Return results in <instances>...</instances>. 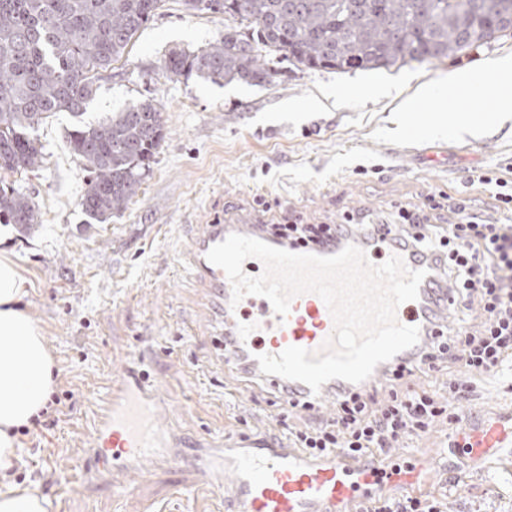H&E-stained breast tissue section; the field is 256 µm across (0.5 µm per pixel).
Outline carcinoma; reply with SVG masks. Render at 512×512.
<instances>
[{"label":"carcinoma","instance_id":"obj_1","mask_svg":"<svg viewBox=\"0 0 512 512\" xmlns=\"http://www.w3.org/2000/svg\"><path fill=\"white\" fill-rule=\"evenodd\" d=\"M162 0H0L1 170L42 167L34 131L57 112L82 116L99 74L122 58ZM222 13L224 36L197 51L175 50L172 79L200 77L271 82L268 56L282 53L308 70L379 69L442 61L512 36V0H184ZM87 173L78 201L97 224L121 213L137 194L165 138L160 109L134 103L67 132ZM0 223H39L32 198L0 181Z\"/></svg>","mask_w":512,"mask_h":512}]
</instances>
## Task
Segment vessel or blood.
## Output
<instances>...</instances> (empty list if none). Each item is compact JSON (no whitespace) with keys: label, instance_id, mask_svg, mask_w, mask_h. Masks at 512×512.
Here are the masks:
<instances>
[{"label":"vessel or blood","instance_id":"vessel-or-blood-1","mask_svg":"<svg viewBox=\"0 0 512 512\" xmlns=\"http://www.w3.org/2000/svg\"><path fill=\"white\" fill-rule=\"evenodd\" d=\"M232 234L252 237L295 254L326 253L317 243H292L270 237L256 222L208 225L191 245L187 269L207 288L222 315V332L215 339L217 350L241 374L262 382L282 399L312 410L328 397L347 391L348 382L339 379L327 382L315 394L303 383L261 373L258 355H275L289 346L320 350L332 334L334 323L324 301L313 293L295 297L285 317L276 314L271 303L261 296L248 295L232 302V287L226 274L206 258L211 247ZM363 250L374 264L384 262L395 252L393 242L380 237L364 244ZM405 265L426 273L418 298L396 310L398 322L417 327L422 336L420 343L401 353L402 359L416 360L424 354V337L441 330L433 313L448 294L437 285L439 265L434 260L409 259ZM168 406V400L160 397L140 372L123 367L115 373L108 398L95 416L96 446L82 463V470L113 478L115 489L122 491L128 470L145 464L182 465L215 490L232 484L242 512H352L355 502L378 487L379 468L352 459L341 450L314 459L280 443L237 437L233 440L234 452L228 454L220 448L201 447L191 452L169 451L168 432L161 424ZM459 437L470 443L469 456L457 461L458 475L463 478L470 461L484 460L512 447V416L466 425ZM434 466V458L427 456L411 468L391 474L388 481L415 486Z\"/></svg>","mask_w":512,"mask_h":512}]
</instances>
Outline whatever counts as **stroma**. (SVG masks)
Wrapping results in <instances>:
<instances>
[{
  "label": "stroma",
  "instance_id": "stroma-1",
  "mask_svg": "<svg viewBox=\"0 0 512 512\" xmlns=\"http://www.w3.org/2000/svg\"><path fill=\"white\" fill-rule=\"evenodd\" d=\"M224 25L223 14L164 0L124 57L102 72L80 120L96 122L144 99L166 118V137L137 196L111 223H86L77 205L86 173L67 144L77 120L69 113L38 128L40 169L5 176L40 211V224H0V234L29 282L26 308L54 358L59 399L20 435L25 465L16 480L52 498L56 512H236L183 468L129 472L121 494L110 478L71 476L72 463L94 446L97 405L128 361L172 398L165 422L185 452L239 434L284 438L289 426L334 416L332 401L287 416L265 390L239 382L215 351L208 302L182 256L213 217L337 224L350 212L381 223L394 206H419L443 193L470 200L490 223L512 222L491 188L470 180L486 169L512 179V120L414 147L398 131L409 111L449 110L439 95L418 96L417 86L512 56V37L457 58L380 71L391 91L377 97L357 92L364 71L302 69L279 53L271 61L275 76L261 85L166 77L171 51L205 47L223 36ZM476 385L460 412L491 418L512 409L511 369ZM459 431L440 422L406 448V455L421 449L437 459L420 493L447 495L448 512H512V455L474 464L459 480L445 452Z\"/></svg>",
  "mask_w": 512,
  "mask_h": 512
}]
</instances>
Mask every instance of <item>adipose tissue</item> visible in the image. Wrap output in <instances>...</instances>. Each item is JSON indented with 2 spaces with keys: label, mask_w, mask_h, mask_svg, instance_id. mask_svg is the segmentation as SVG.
Returning <instances> with one entry per match:
<instances>
[{
  "label": "adipose tissue",
  "mask_w": 512,
  "mask_h": 512,
  "mask_svg": "<svg viewBox=\"0 0 512 512\" xmlns=\"http://www.w3.org/2000/svg\"><path fill=\"white\" fill-rule=\"evenodd\" d=\"M468 83L476 95L497 99L500 111L478 117L461 107L450 124L441 116L429 117L423 133L454 138L463 132L492 129L512 116V58L493 61L473 79L449 74L445 98H454ZM27 295V280L19 265L10 252L0 250V512H54L48 496L15 481L24 465L18 431L46 409L56 386L55 363L42 329L24 308Z\"/></svg>",
  "instance_id": "1"
}]
</instances>
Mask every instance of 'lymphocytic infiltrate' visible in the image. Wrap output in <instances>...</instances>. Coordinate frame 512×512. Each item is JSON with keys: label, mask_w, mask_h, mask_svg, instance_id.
I'll list each match as a JSON object with an SVG mask.
<instances>
[{"label": "lymphocytic infiltrate", "mask_w": 512, "mask_h": 512, "mask_svg": "<svg viewBox=\"0 0 512 512\" xmlns=\"http://www.w3.org/2000/svg\"><path fill=\"white\" fill-rule=\"evenodd\" d=\"M442 209L454 212L457 222L434 224ZM392 219L403 228L398 242L409 254L446 263L456 285L453 306L462 312L478 307L481 323L474 331L462 326L436 336L428 364L400 369L384 388L345 396L330 421L289 429V441L310 456L340 449L356 460L384 462L391 449L434 423L456 424L458 405L475 390L474 376L497 375L512 360V225L486 223L466 200L449 195L422 206L398 205ZM353 221L349 214L339 224H271L267 231L291 242H319L349 235ZM440 372L448 379L439 390L405 384L415 374ZM359 512H445V503L430 495L381 493L363 500Z\"/></svg>", "instance_id": "lymphocytic-infiltrate-1"}]
</instances>
